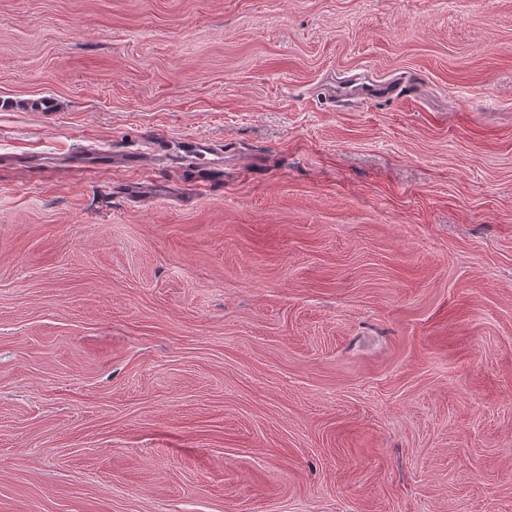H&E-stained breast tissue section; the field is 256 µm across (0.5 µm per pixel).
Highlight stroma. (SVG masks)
Instances as JSON below:
<instances>
[{"mask_svg": "<svg viewBox=\"0 0 512 512\" xmlns=\"http://www.w3.org/2000/svg\"><path fill=\"white\" fill-rule=\"evenodd\" d=\"M0 512H512V0H0Z\"/></svg>", "mask_w": 512, "mask_h": 512, "instance_id": "obj_1", "label": "stroma"}]
</instances>
